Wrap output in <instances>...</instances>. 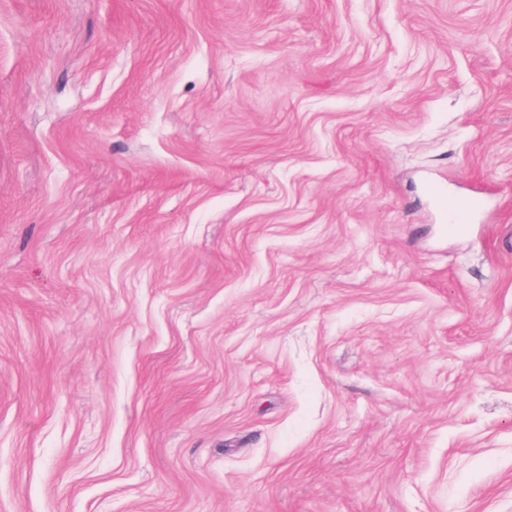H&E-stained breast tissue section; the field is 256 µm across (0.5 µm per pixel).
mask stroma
Listing matches in <instances>:
<instances>
[{
    "instance_id": "obj_1",
    "label": "stroma",
    "mask_w": 512,
    "mask_h": 512,
    "mask_svg": "<svg viewBox=\"0 0 512 512\" xmlns=\"http://www.w3.org/2000/svg\"><path fill=\"white\" fill-rule=\"evenodd\" d=\"M0 512H512V0H0Z\"/></svg>"
}]
</instances>
